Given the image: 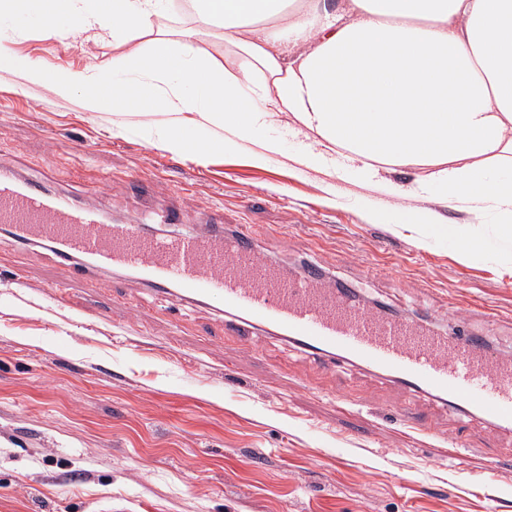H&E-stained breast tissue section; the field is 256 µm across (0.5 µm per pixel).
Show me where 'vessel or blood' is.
<instances>
[{
    "label": "vessel or blood",
    "instance_id": "1",
    "mask_svg": "<svg viewBox=\"0 0 512 512\" xmlns=\"http://www.w3.org/2000/svg\"><path fill=\"white\" fill-rule=\"evenodd\" d=\"M177 221L176 210L163 209L146 225L112 223L102 211L59 197L44 184L19 180L10 163L0 161V225L9 230L8 243L47 244L58 284L128 269L169 302L220 303L241 344H250L255 330L271 328L327 368L359 364L512 428V356L483 337L364 308L347 293L324 287L313 261L284 272L259 253L244 226L232 233L216 223L169 235L154 230Z\"/></svg>",
    "mask_w": 512,
    "mask_h": 512
}]
</instances>
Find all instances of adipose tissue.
<instances>
[{
	"mask_svg": "<svg viewBox=\"0 0 512 512\" xmlns=\"http://www.w3.org/2000/svg\"><path fill=\"white\" fill-rule=\"evenodd\" d=\"M161 0H0V16L37 14L44 32L65 41L108 30L130 50L112 66L131 74L113 84L108 69L45 74L0 39V67L23 66L31 81L60 96L81 91L95 112L173 113L157 141L182 151H236L256 126L287 112L315 139L300 165L335 174L352 168L424 230L443 226L423 195L465 210L470 222L447 226L473 253L474 226L494 212L498 235L512 240V0H196L194 25L169 33L154 19ZM71 18L69 29L57 26ZM220 28L244 63L232 72L203 56L198 30ZM146 38L142 47L133 42ZM111 66V67H112ZM194 112L224 133L194 142L181 113ZM414 170L410 188L383 171Z\"/></svg>",
	"mask_w": 512,
	"mask_h": 512,
	"instance_id": "1",
	"label": "adipose tissue"
}]
</instances>
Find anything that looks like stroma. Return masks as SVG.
<instances>
[{"label":"stroma","mask_w":512,"mask_h":512,"mask_svg":"<svg viewBox=\"0 0 512 512\" xmlns=\"http://www.w3.org/2000/svg\"><path fill=\"white\" fill-rule=\"evenodd\" d=\"M0 35L48 72L121 53L107 31L64 44L33 18ZM145 119L0 68V160L20 178L51 176L53 192L116 224L173 205L187 228L251 225L285 271L324 262L326 286L439 330L467 308L470 332L512 349V245L494 213L468 255L372 220L394 197L297 164L314 136L287 120L259 131L281 150L258 167L249 142L204 155L150 143ZM57 278L50 251L0 246V512H512V431L357 365L324 368L268 333L241 346L216 308H171L128 272L59 293ZM409 414L430 435L407 432Z\"/></svg>","instance_id":"1"}]
</instances>
